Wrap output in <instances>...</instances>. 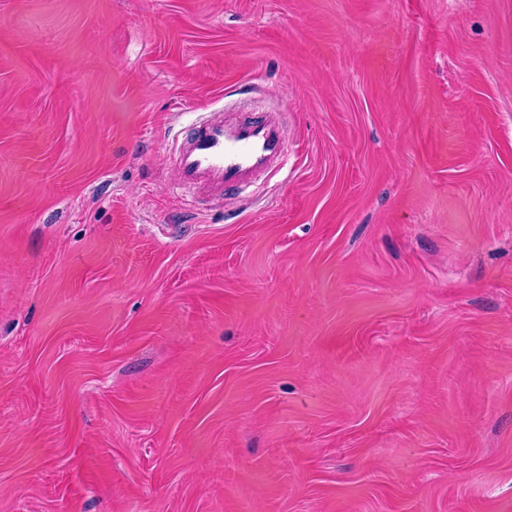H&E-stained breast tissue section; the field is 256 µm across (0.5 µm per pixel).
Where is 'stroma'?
<instances>
[{
    "label": "stroma",
    "instance_id": "1",
    "mask_svg": "<svg viewBox=\"0 0 512 512\" xmlns=\"http://www.w3.org/2000/svg\"><path fill=\"white\" fill-rule=\"evenodd\" d=\"M0 512H512V0H0ZM224 112H209L184 139L174 159L179 183L205 190L211 200L221 203L224 190L252 183L279 163L286 146L277 113L228 121Z\"/></svg>",
    "mask_w": 512,
    "mask_h": 512
}]
</instances>
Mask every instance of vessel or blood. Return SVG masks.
I'll list each match as a JSON object with an SVG mask.
<instances>
[{"label": "vessel or blood", "instance_id": "b4317fda", "mask_svg": "<svg viewBox=\"0 0 512 512\" xmlns=\"http://www.w3.org/2000/svg\"><path fill=\"white\" fill-rule=\"evenodd\" d=\"M285 146V129L276 113L230 121L224 113L212 112L184 139L174 169L179 183L220 202L225 190L252 183L279 163Z\"/></svg>", "mask_w": 512, "mask_h": 512}]
</instances>
